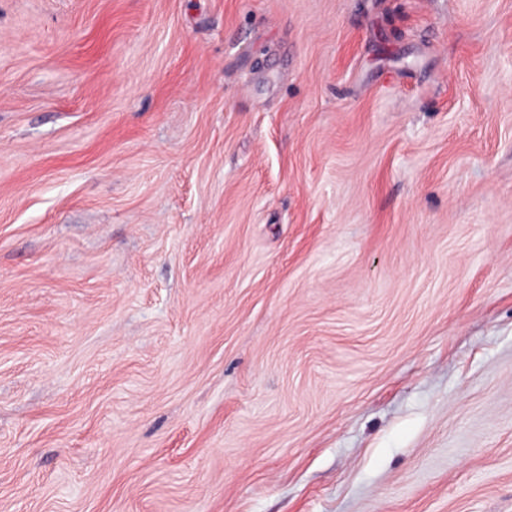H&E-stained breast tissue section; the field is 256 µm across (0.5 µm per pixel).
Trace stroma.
<instances>
[{"label": "stroma", "mask_w": 512, "mask_h": 512, "mask_svg": "<svg viewBox=\"0 0 512 512\" xmlns=\"http://www.w3.org/2000/svg\"><path fill=\"white\" fill-rule=\"evenodd\" d=\"M0 512H512V0H0Z\"/></svg>", "instance_id": "stroma-1"}]
</instances>
